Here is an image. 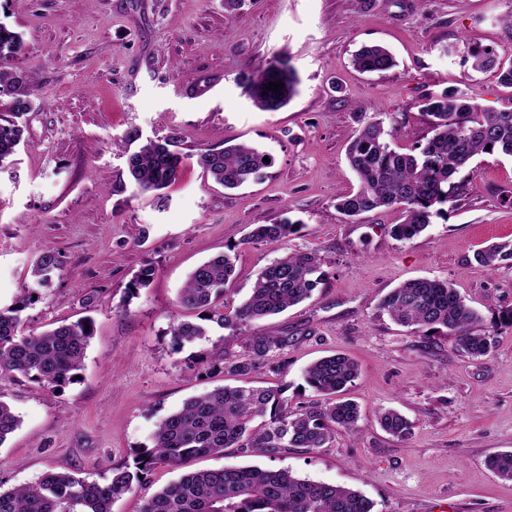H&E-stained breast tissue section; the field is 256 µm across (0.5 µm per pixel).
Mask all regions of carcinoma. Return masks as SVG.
<instances>
[{"label": "carcinoma", "mask_w": 512, "mask_h": 512, "mask_svg": "<svg viewBox=\"0 0 512 512\" xmlns=\"http://www.w3.org/2000/svg\"><path fill=\"white\" fill-rule=\"evenodd\" d=\"M23 38L0 24V61L16 55ZM472 67L495 71L500 82L512 87V65H501L495 51L471 54ZM363 73H383L395 66L392 54L380 45L364 46L352 58ZM284 87L268 90L270 82ZM298 78L288 58H278L250 78L254 103L264 111H277L297 94ZM32 89L21 74L0 65V169L24 142L22 116L34 108ZM423 112L430 116L431 136L423 144L402 152L395 145L397 129H386L380 119L365 123L347 148L348 163L356 174L357 190L341 193L336 207L349 218L396 206L405 213L402 224L391 228L397 240H410L431 224L433 208L455 201L449 193L453 176L482 153L512 156V108L484 109L465 91L445 89L425 97ZM178 137L142 139L133 129L126 134V179L113 191L132 185L134 193L155 194L166 207L161 191L178 176L187 155L177 149ZM268 153L248 143L209 148L196 154L205 177L226 188L237 189L265 176L273 162ZM301 224L285 217L275 224H256L248 239L278 245L298 232ZM494 269L512 260V244H494L475 254ZM61 269L59 255L43 252L31 274L38 285ZM235 270L230 254L214 256L197 265L178 294L180 308L198 313L199 322L178 320L170 326L173 345L181 348L207 334L208 326L229 329L241 338L242 355L224 358L220 371L245 377L267 367L288 348L293 337L274 332L253 333L251 325L278 315L309 298L325 276L323 258L313 251H295L274 259L258 275L249 295L237 306L224 302L226 285ZM0 308V376H21L57 390L75 380L94 335L93 320L82 318L41 332L26 331L21 312L33 302ZM379 308L395 323L413 333L445 330L456 349L478 358L495 347L491 333L478 330L481 317L458 294L453 284L438 278H416L383 296ZM359 376L350 357L335 353L311 363L304 372L307 384L323 400L289 403L280 387L222 385L187 399L182 407L162 418L153 434V446L138 461L139 467L112 469L104 482H87L67 471L48 470L35 482L0 489V512H112V505L141 483L143 475L160 463L179 467L187 460L235 448L244 455L274 457L289 448L313 452L325 447L336 428L355 429L358 405L341 393ZM380 427L404 440L411 423L398 411L378 415ZM21 424L19 416L0 399V446ZM489 470L512 481V451L486 457ZM374 503L362 493L339 485L300 478L287 469L259 467L202 470L181 476L148 498L141 512H373Z\"/></svg>", "instance_id": "1"}]
</instances>
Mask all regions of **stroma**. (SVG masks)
Masks as SVG:
<instances>
[{
    "instance_id": "stroma-1",
    "label": "stroma",
    "mask_w": 512,
    "mask_h": 512,
    "mask_svg": "<svg viewBox=\"0 0 512 512\" xmlns=\"http://www.w3.org/2000/svg\"><path fill=\"white\" fill-rule=\"evenodd\" d=\"M511 12L512 0H375L366 12L356 0H247L233 15L224 0H0V24L24 40L7 63L37 96L23 117L17 176L0 175V308L23 305L35 332L84 316L95 324L79 379L61 390L0 378V399L21 418L0 445V488L51 468L99 482L134 467L163 417L227 384L215 361L244 351L227 329L174 350L169 327L188 317L177 298L189 272L233 252L235 306L273 259L311 250L326 260L325 280L301 304L253 323L293 341L281 371L260 369L247 383L312 401L305 367L346 354L360 371L345 392L361 411L357 431L337 429L314 452L228 448L179 470L158 465L113 512H140L181 472L249 465L359 490L374 512H512V481L484 464L512 450V327L497 324L512 308V261L491 270L474 259L512 241V157L484 154L461 169L454 207L408 241L390 233L400 209L352 220L336 208L357 185L346 148L364 121L397 127L407 149L429 136L428 94L460 88L481 107L512 106V87L471 67L472 52L487 48L512 63ZM370 44L387 47L395 66L355 70L352 53ZM283 54L298 93L279 111H260L248 79ZM132 129L176 134L187 156L165 209L112 191L125 168L118 142ZM227 141L269 153L266 177L234 191L207 181L194 156ZM285 217L302 223L285 243L249 241L253 225ZM43 250L58 252L62 267L41 287L29 267ZM147 265L152 282L129 292ZM419 277L453 282L480 312L497 337L487 356L460 355L453 337L410 333L379 310L387 291ZM386 409L411 421L408 439L380 428Z\"/></svg>"
}]
</instances>
